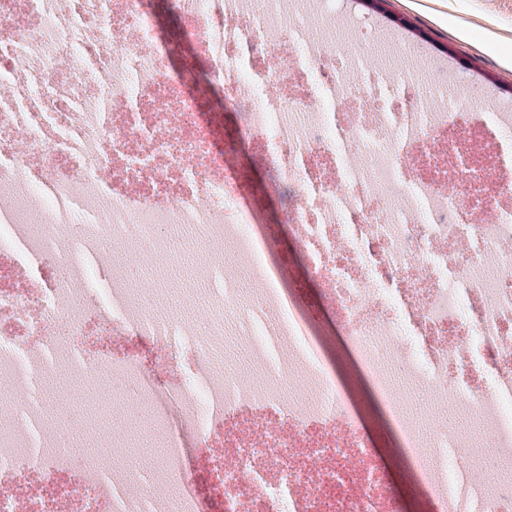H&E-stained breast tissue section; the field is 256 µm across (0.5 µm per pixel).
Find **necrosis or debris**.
Segmentation results:
<instances>
[{
  "label": "necrosis or debris",
  "instance_id": "1",
  "mask_svg": "<svg viewBox=\"0 0 512 512\" xmlns=\"http://www.w3.org/2000/svg\"><path fill=\"white\" fill-rule=\"evenodd\" d=\"M282 0H166L178 37L203 47L209 85L237 112L240 141L262 143L270 179L288 189L284 219L342 326L404 458L436 512H512V113L467 99L420 109L410 78L378 64L357 81L328 59L315 16ZM148 0H0V198L26 191L34 210L0 209V512H203L189 454L207 452L221 512H397L398 497L310 325L288 297L271 249L241 207L195 97L192 65L172 68ZM289 30V53L265 61ZM77 62L64 72L60 57ZM449 158H441L442 148ZM77 164L80 178L60 177ZM122 242L128 261L100 280L96 256ZM220 254L226 315L271 363L214 355L160 317L145 280L170 265L192 275ZM257 285L241 287V272ZM92 312L104 336H147L179 387L133 357L81 365L151 402L149 426L111 434L44 424L36 381L61 367L54 325ZM451 401L421 418L408 396ZM223 432L231 457L214 449ZM163 435L148 471L123 458ZM77 481L37 482L45 465Z\"/></svg>",
  "mask_w": 512,
  "mask_h": 512
}]
</instances>
